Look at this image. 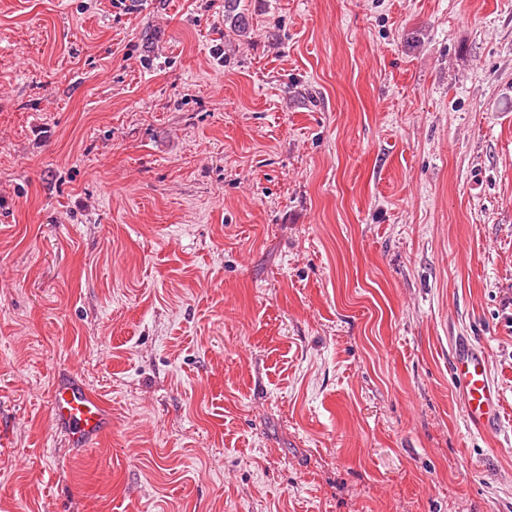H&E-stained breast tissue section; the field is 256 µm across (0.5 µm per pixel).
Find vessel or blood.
<instances>
[{
    "mask_svg": "<svg viewBox=\"0 0 512 512\" xmlns=\"http://www.w3.org/2000/svg\"><path fill=\"white\" fill-rule=\"evenodd\" d=\"M453 375L463 389L467 420L485 431L500 422L501 393L489 379L482 353L462 346L456 349ZM49 408L55 425L73 448H85L112 428V411L76 373L57 378Z\"/></svg>",
    "mask_w": 512,
    "mask_h": 512,
    "instance_id": "1",
    "label": "vessel or blood"
}]
</instances>
